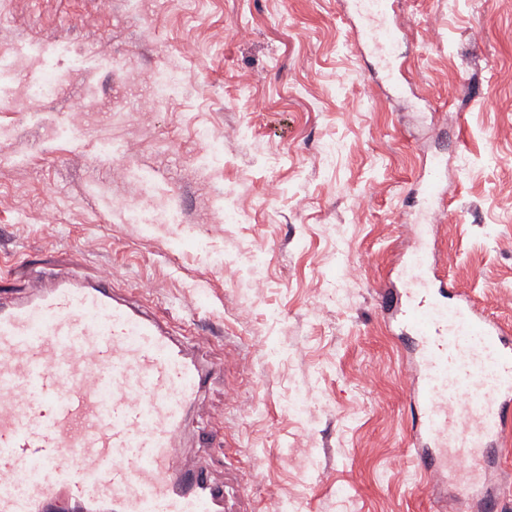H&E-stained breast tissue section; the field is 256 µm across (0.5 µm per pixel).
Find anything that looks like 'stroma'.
<instances>
[{
	"mask_svg": "<svg viewBox=\"0 0 512 512\" xmlns=\"http://www.w3.org/2000/svg\"><path fill=\"white\" fill-rule=\"evenodd\" d=\"M391 13L402 95L348 0H0V258L108 275L175 333L210 327L224 372L189 419L223 437L186 459L226 512H481L415 470V342L381 287L421 233L512 326V0ZM159 73L169 95L141 111ZM438 157L447 206L420 230ZM481 482L512 512V445Z\"/></svg>",
	"mask_w": 512,
	"mask_h": 512,
	"instance_id": "1",
	"label": "stroma"
}]
</instances>
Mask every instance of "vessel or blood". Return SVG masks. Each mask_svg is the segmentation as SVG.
Masks as SVG:
<instances>
[{
    "label": "vessel or blood",
    "mask_w": 512,
    "mask_h": 512,
    "mask_svg": "<svg viewBox=\"0 0 512 512\" xmlns=\"http://www.w3.org/2000/svg\"><path fill=\"white\" fill-rule=\"evenodd\" d=\"M383 67L397 29L389 0H352ZM445 169L424 189L443 199ZM398 312L416 340L417 416L409 437L420 472L449 449L472 467L511 437L512 339L453 283L436 277L424 248L405 265ZM212 367L172 336L148 308L118 299L111 278L44 269L23 289H0V512H220L223 486L182 454L188 411Z\"/></svg>",
    "instance_id": "vessel-or-blood-1"
}]
</instances>
